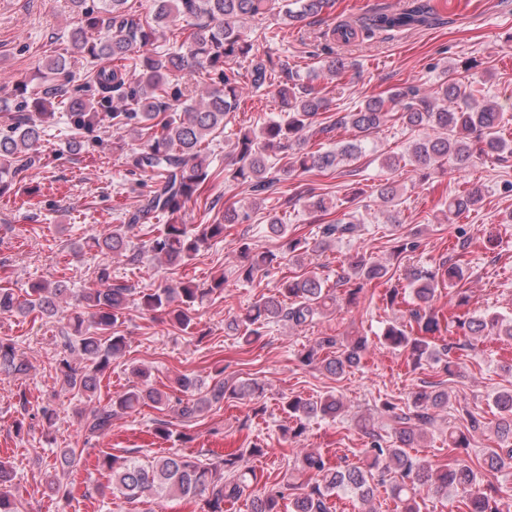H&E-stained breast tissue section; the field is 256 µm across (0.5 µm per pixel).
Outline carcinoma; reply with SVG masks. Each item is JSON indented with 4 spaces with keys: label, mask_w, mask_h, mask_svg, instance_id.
Returning <instances> with one entry per match:
<instances>
[{
    "label": "carcinoma",
    "mask_w": 512,
    "mask_h": 512,
    "mask_svg": "<svg viewBox=\"0 0 512 512\" xmlns=\"http://www.w3.org/2000/svg\"><path fill=\"white\" fill-rule=\"evenodd\" d=\"M128 0H70L71 9L80 16L68 36L70 53L89 59L93 64L91 83L103 101H114L112 112L103 114L94 100L81 97L68 88L71 83L67 58L60 54L43 64V86L31 101L18 106L8 129L0 132V197L11 191L13 173L40 161L44 124L54 104L65 107L75 130H91L104 119L122 133L113 149L125 152L128 171L148 174L153 185L142 195L137 209L122 224L89 235L83 246L95 249L129 265L141 263L148 255L155 264L167 269L188 266L211 242L224 239L228 224L250 220V209L224 208L215 224L190 227L179 221L187 203L200 187L214 176L209 148L213 135L224 129L227 119L241 108L239 94L242 79L252 87L276 86L281 101V115L260 128H239L235 133V157L232 167L224 170V180L242 185L253 196L252 205L271 199L278 193L281 177L301 173L334 171L344 161L354 162L362 155V144L388 120L395 118L411 129H425L426 136L409 149V164L426 171L450 162L466 169L489 157L505 160L512 147L501 140L502 121L499 107L486 101L468 100L462 79L452 68H444L434 96H420L416 87H398L386 97H371L351 112H338L336 119L323 121L329 103L313 85L295 80L293 68L285 61L275 62L254 49V39L247 22L278 11L287 24L307 26L332 9L334 0H151L145 14L126 9ZM181 17L192 32L176 47L161 55L151 52L158 29ZM432 0H407L396 12L379 10L359 26L341 24L332 30L333 40L349 43L369 38L381 31H407L432 25L435 20ZM250 60L246 73L238 63ZM354 132L352 140L327 147L321 139L338 128ZM139 142V147L125 151V137ZM283 162L273 172L269 157ZM480 199L479 191H464L448 199V214L469 212ZM166 219L146 241L133 244L141 226L152 220ZM359 220L348 212L321 227L319 247L353 236ZM289 260L302 266L309 252L300 239L286 243ZM242 264L238 278L254 281L277 261L271 251L258 252L248 242L239 246ZM388 268L358 254L342 270L340 282H364L383 278ZM464 272L457 262H444L434 269L411 268L406 271L413 308L410 316L417 324V334L398 324L388 325L382 340L389 348L408 354L413 363L422 359L445 361L448 374L455 373L458 362L451 356L452 346H437L435 334L440 317L432 303L437 289L448 285L456 297L455 306L467 305L466 289L458 287ZM224 291V276L208 284L192 280L166 283L157 288L134 292L126 283L112 282V268L106 264L96 271V286L74 292L66 280L31 283L20 296L10 287H0L1 314H40L52 317L60 302L75 301L61 330L62 348L57 359L63 385L88 399L95 396L101 376L112 360L127 347L119 331L131 301L146 312L164 311L183 330L195 325V306L210 295ZM334 302L326 281L316 272L285 278L277 293L256 301L245 314L228 322V328L248 339L260 335L259 326L285 322L302 328ZM458 327L464 335L496 340H512V317L497 312L471 316L448 314V328ZM367 341L357 337L341 345L334 355L319 359L320 353L336 347V337L322 336L302 356L311 365L321 361L323 368L337 377L361 365ZM80 363H75V360ZM27 365L19 357L15 343L0 338V374H21ZM139 383L112 398L106 405H94L80 412L83 428L90 438L112 431L115 417L137 411L144 405L155 408L169 405L170 396L154 387L147 369L136 367ZM186 398L176 400V413L189 420L202 410L206 401L191 398L201 381L182 375L176 379ZM263 387L255 381L228 384L216 381L210 389L211 400L226 398L256 399ZM494 433L497 447L490 448L475 463L460 458V450L470 447V433L482 421L468 410L462 411L466 426L448 423V463L437 465L427 458L413 456L410 448L427 441L435 414L448 407V392L419 389L409 394L404 406L389 401L382 411L391 423L395 441L388 444L376 433L374 420L361 416L357 425L370 442L361 449V464L336 469L318 450L304 453L297 468L300 482H289L290 475L266 481L256 487L257 475L240 465L242 454L217 456L207 462L180 453L167 452L146 464L136 458L103 454L101 467L109 472L112 490L129 500L158 497H192L204 502L206 512H224V502H233L253 490L251 512H280L285 493L296 491L292 512H332L331 498L340 491L354 494L365 505L364 512H377L373 499L382 487L392 500L395 512H421L424 491L446 495L454 493L458 512H501L498 487L486 475L512 470V387L496 393ZM283 411L293 420L284 429L289 440L301 437L310 418L336 419L345 413L342 399L332 393L317 398L284 397ZM13 467L0 460V512H19L11 493Z\"/></svg>",
    "instance_id": "cac0c4a2"
}]
</instances>
